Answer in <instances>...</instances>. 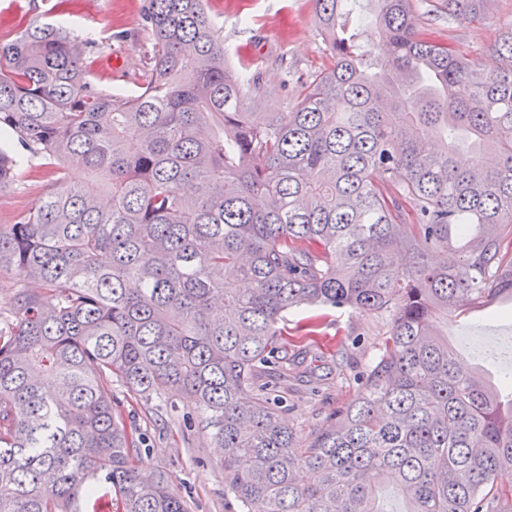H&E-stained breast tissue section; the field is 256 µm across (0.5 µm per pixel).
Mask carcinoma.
Instances as JSON below:
<instances>
[{"label":"carcinoma","instance_id":"carcinoma-1","mask_svg":"<svg viewBox=\"0 0 512 512\" xmlns=\"http://www.w3.org/2000/svg\"><path fill=\"white\" fill-rule=\"evenodd\" d=\"M313 0L331 64L284 112L226 63L205 0H145L139 90L91 82L99 45L62 23L0 47V191L52 188L0 224V512H189L114 408L195 401L241 512H512V398L458 363L440 324L512 300V23L483 70L418 27L412 0ZM486 0H441L472 22ZM434 132L429 145L426 133ZM77 164L99 185L68 176ZM386 313L355 402L303 443L279 415L280 323Z\"/></svg>","mask_w":512,"mask_h":512}]
</instances>
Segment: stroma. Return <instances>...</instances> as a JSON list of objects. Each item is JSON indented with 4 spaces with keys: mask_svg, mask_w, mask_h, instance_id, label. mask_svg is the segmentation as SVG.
I'll use <instances>...</instances> for the list:
<instances>
[{
    "mask_svg": "<svg viewBox=\"0 0 512 512\" xmlns=\"http://www.w3.org/2000/svg\"><path fill=\"white\" fill-rule=\"evenodd\" d=\"M11 0H0V46L12 42L32 22L50 20L53 0H21L20 12H9ZM420 27L436 32L480 68L499 64L492 45L498 31L512 22V0H488L482 19L449 22L431 0H415ZM208 12L224 34L226 59L238 73L258 76L265 92L247 99L248 107L281 112L294 105L300 79L329 65L318 32L312 0H208ZM144 0H71L67 27L75 35L94 34L101 42L93 81L102 90L136 91L142 81L153 40L145 26ZM296 76L285 83V72ZM314 322L313 335L301 326ZM389 318L352 309L292 310L283 323L289 346L307 348L302 364L289 367L282 383V416L288 427L306 439L336 410L358 396L357 374L378 355ZM512 334V304L495 301L448 320V339L458 360L480 367L494 384H512V361L489 358L474 339ZM114 394L129 421L140 429L144 450L140 470L166 471L175 480L191 512H225L223 451L209 436L185 431L182 416L193 408L185 396L167 397L158 407L129 398L121 385Z\"/></svg>",
    "mask_w": 512,
    "mask_h": 512,
    "instance_id": "stroma-1",
    "label": "stroma"
}]
</instances>
